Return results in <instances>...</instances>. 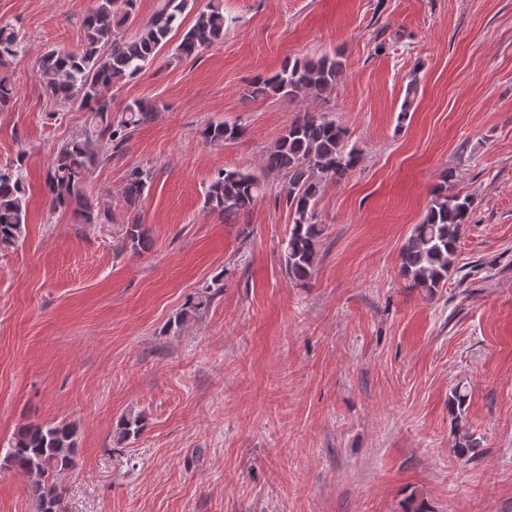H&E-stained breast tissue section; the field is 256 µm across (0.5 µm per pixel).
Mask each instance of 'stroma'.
<instances>
[{
    "instance_id": "stroma-1",
    "label": "stroma",
    "mask_w": 512,
    "mask_h": 512,
    "mask_svg": "<svg viewBox=\"0 0 512 512\" xmlns=\"http://www.w3.org/2000/svg\"><path fill=\"white\" fill-rule=\"evenodd\" d=\"M95 5L0 0L25 44L0 163L24 154L28 185L23 237L0 249V449L21 424H72L63 512H512V0H224L223 43L177 59L173 30L113 87V106L159 113L86 186L110 222L82 224L49 214L44 179L85 113L55 104L36 69L76 49ZM320 56L344 63L329 99H246L288 58ZM304 111L330 113L360 152L323 188L306 286L281 262L278 175L235 223L203 209L218 170L260 172ZM212 120L245 133L206 143ZM142 164L154 181L133 214L121 190ZM447 174L473 211L430 295L401 276L399 248ZM135 215L152 241L139 255L117 247ZM457 387L481 444L469 461ZM124 417L144 428L121 441ZM30 482L1 465L0 512H37ZM467 399V393L457 387L452 390L448 397V408L452 416V430L456 434V449L460 457H466L469 453H474L476 448L480 447V441L470 432L463 417V406Z\"/></svg>"
}]
</instances>
